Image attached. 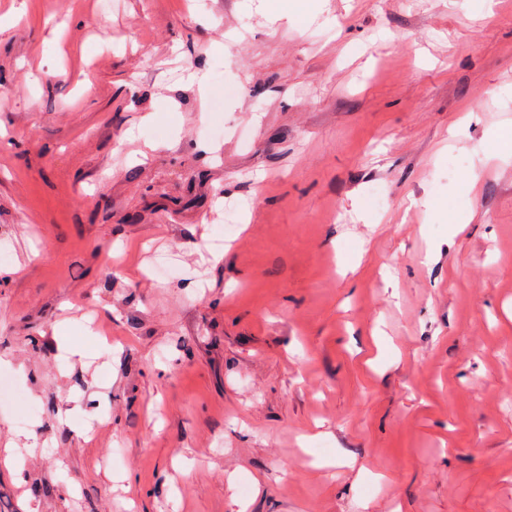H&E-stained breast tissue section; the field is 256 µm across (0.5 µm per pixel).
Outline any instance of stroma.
<instances>
[{
    "instance_id": "stroma-1",
    "label": "stroma",
    "mask_w": 512,
    "mask_h": 512,
    "mask_svg": "<svg viewBox=\"0 0 512 512\" xmlns=\"http://www.w3.org/2000/svg\"><path fill=\"white\" fill-rule=\"evenodd\" d=\"M11 9L0 512H512V0Z\"/></svg>"
}]
</instances>
